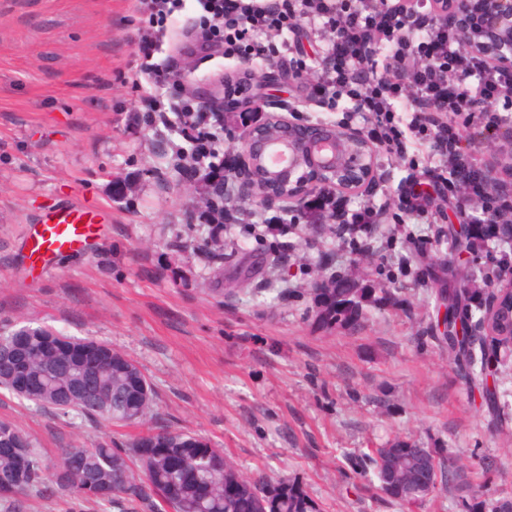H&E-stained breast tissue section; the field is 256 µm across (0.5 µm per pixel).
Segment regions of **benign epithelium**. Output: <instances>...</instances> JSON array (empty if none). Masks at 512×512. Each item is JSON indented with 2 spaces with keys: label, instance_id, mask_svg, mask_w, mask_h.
<instances>
[{
  "label": "benign epithelium",
  "instance_id": "1",
  "mask_svg": "<svg viewBox=\"0 0 512 512\" xmlns=\"http://www.w3.org/2000/svg\"><path fill=\"white\" fill-rule=\"evenodd\" d=\"M280 80L276 65L257 73L242 66L236 82L249 88V102L260 115L241 136L238 195L266 205L299 211L312 190L332 189L357 193L377 173V150L364 133L331 122H307L283 105L269 110V84ZM489 186L507 182L504 170L511 163L483 166Z\"/></svg>",
  "mask_w": 512,
  "mask_h": 512
}]
</instances>
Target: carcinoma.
Segmentation results:
<instances>
[{
	"instance_id": "obj_1",
	"label": "carcinoma",
	"mask_w": 512,
	"mask_h": 512,
	"mask_svg": "<svg viewBox=\"0 0 512 512\" xmlns=\"http://www.w3.org/2000/svg\"><path fill=\"white\" fill-rule=\"evenodd\" d=\"M317 319L326 327L358 325L364 288L334 305L324 300L322 283L314 284ZM448 302V328L437 340L448 344L455 369L478 383L485 403L498 409V375L476 368L473 337L458 335L467 324L479 328L494 313L492 297L466 283L435 289ZM0 389L39 408L49 405L66 418L101 426L150 423L155 394L140 367L107 344L66 336L44 327L24 326L0 334ZM168 452L146 459L135 457L137 442L117 443L104 434L86 446L78 441L60 450L47 464L35 452L36 438L9 422L0 421V495L23 494L46 483L97 506L128 505L133 512H160L168 495L175 512H321L320 504L296 480L248 475L224 451L204 438L168 426H151ZM195 468L209 497L200 501L196 485L182 481L183 466ZM448 457L441 448L410 447L402 455L379 448L376 456L356 468L368 483L378 482L390 496L416 501L425 496L415 475L434 470L443 477ZM467 512H512V500L462 497Z\"/></svg>"
}]
</instances>
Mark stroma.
I'll return each instance as SVG.
<instances>
[{
  "instance_id": "35a3bbf8",
  "label": "stroma",
  "mask_w": 512,
  "mask_h": 512,
  "mask_svg": "<svg viewBox=\"0 0 512 512\" xmlns=\"http://www.w3.org/2000/svg\"><path fill=\"white\" fill-rule=\"evenodd\" d=\"M139 24L134 0H0V331L47 325L109 343L142 367L158 423L209 439L246 473L299 481L323 512H460L473 491L512 500V359L489 411L435 340L430 286L388 253L351 254L317 224L299 225L296 261L275 266L249 228L263 205L235 195L242 224L222 258L204 254L190 222L200 197L171 161L176 118L129 121ZM165 58L183 77L156 87L164 100H201L237 69L192 37ZM70 202L102 210L96 243L34 268L29 226ZM321 253L359 286L394 289L398 305L366 304L354 330L322 326L312 292ZM246 268L258 299L236 292ZM0 420L34 435L47 462L104 431L122 442L143 432L67 423L4 391ZM414 445L456 460L421 500L401 504L355 473L375 449ZM7 507L93 512L43 487L0 500Z\"/></svg>"
}]
</instances>
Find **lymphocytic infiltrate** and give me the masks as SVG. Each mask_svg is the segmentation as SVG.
I'll use <instances>...</instances> for the list:
<instances>
[{"label": "lymphocytic infiltrate", "mask_w": 512, "mask_h": 512, "mask_svg": "<svg viewBox=\"0 0 512 512\" xmlns=\"http://www.w3.org/2000/svg\"><path fill=\"white\" fill-rule=\"evenodd\" d=\"M147 25L133 37L137 48L133 83H146L138 109L146 118L175 111L181 141L174 154L190 150L193 160L181 165L198 188L201 204L196 219L223 233L234 223L227 203L237 157L221 145L217 130L230 123L249 127L254 112L229 114L191 100L163 102L154 86L177 84L176 70L155 63L173 31L168 23L184 0H137ZM202 13L198 34L209 45L223 48L225 57L241 61L295 53L298 57L303 22L330 33L323 57L325 67L308 84V96L335 109L341 99L363 120L365 135L397 156L409 149H426V162L410 161L391 205L353 204L341 192L316 191L307 197L296 221L307 224L331 218L336 232L358 255L370 253L368 227L380 224L387 207L398 216L417 215L433 224L456 216L472 226V244L489 257L512 263V185L490 188L473 156L491 132L512 127V42L492 44L495 18L481 0L465 18H458L449 0H197ZM465 22L473 33L468 47L454 38ZM392 47L402 75L377 73L375 47Z\"/></svg>", "instance_id": "obj_1"}]
</instances>
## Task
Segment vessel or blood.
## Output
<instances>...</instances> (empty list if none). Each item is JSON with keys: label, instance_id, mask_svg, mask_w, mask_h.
Returning <instances> with one entry per match:
<instances>
[{"label": "vessel or blood", "instance_id": "obj_1", "mask_svg": "<svg viewBox=\"0 0 512 512\" xmlns=\"http://www.w3.org/2000/svg\"><path fill=\"white\" fill-rule=\"evenodd\" d=\"M102 221L101 213L80 203L56 208L31 227L29 260L46 268L58 257L86 251Z\"/></svg>", "mask_w": 512, "mask_h": 512}]
</instances>
